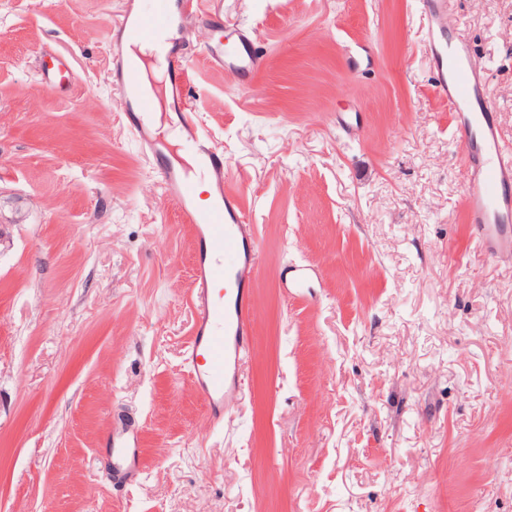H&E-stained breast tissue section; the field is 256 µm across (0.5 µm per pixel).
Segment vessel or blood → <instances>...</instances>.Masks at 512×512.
<instances>
[{"instance_id": "b4317fda", "label": "vessel or blood", "mask_w": 512, "mask_h": 512, "mask_svg": "<svg viewBox=\"0 0 512 512\" xmlns=\"http://www.w3.org/2000/svg\"><path fill=\"white\" fill-rule=\"evenodd\" d=\"M203 0H161L156 19L138 14L132 0H123L120 18L110 31L114 46L112 82L127 110V126L135 132L156 166L166 195L175 204L181 223L190 225L196 242L193 266V330L186 352L189 374L202 396L208 418L223 422L232 410L238 392L239 369L253 336L255 308L252 283L260 273L259 248L239 196L225 192L229 167L224 151L201 129L197 110L187 91V60L180 47L165 51L167 90L179 121L202 162L211 183L214 203L208 210L196 205L197 189L182 172L170 168L151 138L143 118L149 100L138 91V77L122 51L132 38L148 39L157 31L178 24L182 14L201 11ZM216 66H234L249 77L260 68L249 49L247 30L236 41L214 50ZM435 89L449 112L459 115L457 132L463 136L464 156L470 168L465 208L470 223L479 226L482 243L491 250H512V240L503 238L502 213L512 208V154L499 145L491 120L492 109L480 93V76L467 48H451L438 56ZM112 452L122 478L135 474L139 464V438L122 425L112 428Z\"/></svg>"}]
</instances>
